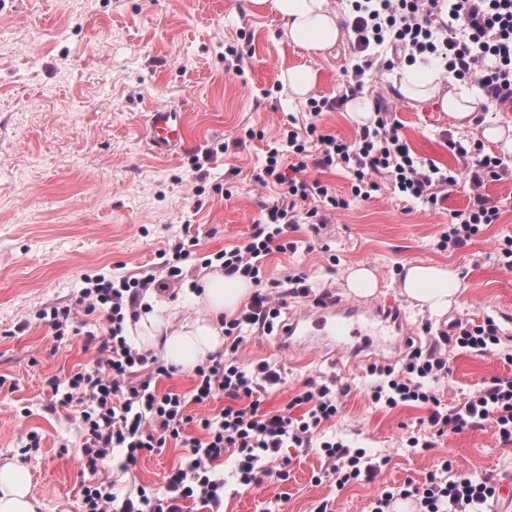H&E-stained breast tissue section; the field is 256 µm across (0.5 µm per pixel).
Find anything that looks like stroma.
<instances>
[{
	"label": "stroma",
	"mask_w": 512,
	"mask_h": 512,
	"mask_svg": "<svg viewBox=\"0 0 512 512\" xmlns=\"http://www.w3.org/2000/svg\"><path fill=\"white\" fill-rule=\"evenodd\" d=\"M353 41L349 32L333 54L308 56L283 40L275 14L246 0H0V465L29 469L39 512H82L88 485L163 491L185 449L167 443L127 471L117 451L89 470L77 429L80 404L51 402L50 380L92 364L105 330L101 313H86L77 297L90 277L164 278L161 252L188 242L183 284L159 292L157 314L174 327L198 317L186 289L205 275L202 257L244 243L276 195L256 179L268 145L311 123L347 141L359 132L345 107L309 113L310 99L345 92ZM300 65L319 73L307 100L292 98L281 82L282 70ZM361 93L384 101L411 150L452 170L456 185L433 208L386 189L364 201L352 196L346 170L310 169L344 206L327 211L320 231L306 224L289 230L295 248L265 258L262 285L275 287L288 274L304 277L306 293L284 299V324L323 291L349 294L350 269L368 267L378 280L375 298L399 307L416 329L415 346L425 349L453 323L493 318L501 339L496 354L446 348L450 375L437 395L452 407L482 382L512 376V271L494 255L512 238V153L503 155L508 173L482 189L500 210L498 222L480 225L461 248L439 246L453 212L474 197L475 160L459 157L448 142L483 141V126L503 115L489 103L473 127L458 129L435 103L398 99L380 72L366 75ZM161 106L181 111L189 147L151 146L146 119ZM415 262L453 266L462 280L457 304L440 315L413 306L400 274ZM54 307L71 310L62 342L42 317ZM350 345L360 351L354 368L348 355L285 351L278 336L260 332L238 354L279 368L281 382L264 395L268 412L284 409L307 380L350 384L336 418L318 433L388 457V465L373 481L341 487L317 449L290 448L287 480L249 488L237 484L227 458L216 463L225 483L221 512H316L322 504L328 512H370L379 488L418 485L441 469L452 480L491 474L512 483V446L492 428L447 433L427 450L409 447V437L425 433L426 409L370 400L376 379L369 368L399 367L398 336L388 332L369 342L359 336Z\"/></svg>",
	"instance_id": "obj_1"
}]
</instances>
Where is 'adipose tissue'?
I'll return each mask as SVG.
<instances>
[{"mask_svg": "<svg viewBox=\"0 0 512 512\" xmlns=\"http://www.w3.org/2000/svg\"><path fill=\"white\" fill-rule=\"evenodd\" d=\"M257 9L271 10L285 39L309 56H323L344 37L343 15L330 0H249ZM391 81L400 99L424 102L437 99L458 127L471 125L485 98L480 92L459 86L446 70L421 72L405 68ZM252 284L222 270L208 273L193 294L203 317L184 321L177 328L154 315L142 316V343L159 352L166 363L190 370L208 355L223 351L225 315L233 313L249 294ZM458 272L449 265L410 264L401 274V292L430 311H447L459 295ZM30 473L17 463L0 466V512H37L30 496Z\"/></svg>", "mask_w": 512, "mask_h": 512, "instance_id": "1", "label": "adipose tissue"}]
</instances>
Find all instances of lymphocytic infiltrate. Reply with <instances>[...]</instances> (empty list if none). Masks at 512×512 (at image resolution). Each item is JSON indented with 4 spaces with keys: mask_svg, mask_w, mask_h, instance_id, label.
<instances>
[{
    "mask_svg": "<svg viewBox=\"0 0 512 512\" xmlns=\"http://www.w3.org/2000/svg\"><path fill=\"white\" fill-rule=\"evenodd\" d=\"M358 61L353 67L354 83L375 65L390 69L394 60L378 61L375 47L388 44L403 53L406 61L435 54L438 37L432 21L441 13L459 22L450 37L447 66L455 77L476 78L495 102L512 96V0H351ZM399 123L377 118L374 125L362 126L358 138L348 142L331 134H320L315 124L305 131H288L282 144L270 147L257 179L280 186L282 197L266 208V221L241 246L216 252L205 266L219 264L225 275H238L260 283L263 260L272 252H286L283 236L300 221H316L315 209L299 211L297 202L316 198L338 208L335 197L320 180L306 176L308 166L327 170L340 167L352 176L351 193L367 200L381 184L414 202L433 207L439 187L454 186L455 175L412 153L399 132ZM460 156L476 157L470 182L476 194L465 209L455 211L441 242L442 247L466 245L479 225L497 223L500 210L481 189L486 181L500 179L506 171L502 158L484 153L481 143L450 141ZM154 276L130 274L117 280L98 279L82 288L78 302L88 311L103 313L106 334L98 356L90 366L73 372L65 382H52L55 401L60 406L80 402L78 427L82 438L83 462L97 468L114 450H122L126 465H135L143 453L164 448L168 441L179 442L187 453L178 468L168 473L163 493L138 487L135 493L117 499L110 488L88 486L83 494V512H184L181 503L192 499L220 507L224 479L215 471L216 461L233 453L235 474L240 484H262L263 461L278 458L284 448L318 446L334 464L336 482L346 485L359 479L374 480L382 465L368 460L363 449L336 438L316 440L323 422L336 416L349 386L311 384L292 403L304 406L300 416L285 411H264L267 386L278 384L279 372L265 361L247 364L237 351L248 332L259 329L273 333L281 314L282 294L273 290L254 294L237 316L224 324L230 341L224 353L208 356L193 370L190 395L159 391V378L171 376L174 368L151 353L133 347L125 333L126 320L137 319L141 298L159 288ZM450 343L483 356L500 342L493 319L483 324L459 326ZM381 381L370 393L373 403L390 408L417 403L428 409L427 427L433 435L459 432L468 427L490 424L503 444L512 445V377H495L482 383L470 397L453 408L442 407L436 387L447 379L448 360L440 351L414 350L402 360L400 371L388 367L377 370ZM224 399L225 406L214 416L190 414L189 404ZM199 428L201 436L191 435ZM492 477L445 480L429 473L422 485L405 484L382 490L372 512H391L399 499H414L417 512H482L495 496Z\"/></svg>",
    "mask_w": 512,
    "mask_h": 512,
    "instance_id": "lymphocytic-infiltrate-1",
    "label": "lymphocytic infiltrate"
}]
</instances>
